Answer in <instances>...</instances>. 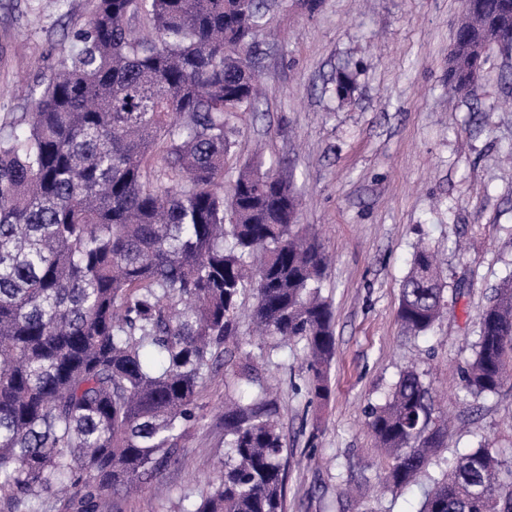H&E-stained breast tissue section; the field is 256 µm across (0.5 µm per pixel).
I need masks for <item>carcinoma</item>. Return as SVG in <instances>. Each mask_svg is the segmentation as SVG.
<instances>
[{
    "label": "carcinoma",
    "mask_w": 512,
    "mask_h": 512,
    "mask_svg": "<svg viewBox=\"0 0 512 512\" xmlns=\"http://www.w3.org/2000/svg\"><path fill=\"white\" fill-rule=\"evenodd\" d=\"M273 0H95L32 111L0 126V503L8 512H99L178 461L202 389L224 366L225 460L193 512H284L282 432L238 335L304 343L312 400L330 394L333 312L326 254L299 228L300 200L263 157L224 194L229 113L258 100L252 56ZM144 14L152 37L130 18ZM512 46V0H471L448 59L468 90L495 46ZM352 71L336 76L351 97ZM161 161L178 177L153 178ZM445 282L422 246L398 318L415 335L443 315ZM512 380V283L479 316L463 371L476 396ZM429 389L404 371L367 428L391 460L382 483L414 482L444 442ZM419 512H512V463L484 441L459 453Z\"/></svg>",
    "instance_id": "1"
}]
</instances>
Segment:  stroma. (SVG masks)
I'll use <instances>...</instances> for the list:
<instances>
[{"label": "stroma", "mask_w": 512, "mask_h": 512, "mask_svg": "<svg viewBox=\"0 0 512 512\" xmlns=\"http://www.w3.org/2000/svg\"><path fill=\"white\" fill-rule=\"evenodd\" d=\"M94 0H0V120L30 111L29 90L58 68L56 48ZM461 0H278L256 44L265 89L232 113V185L255 148L288 178L300 224L330 263L322 293L333 311L331 394L309 403L302 347L251 354L273 389L288 448L286 512H419L425 491L457 453L487 440L512 461V382L472 396L462 372L478 317L512 278V55L492 49L469 90L448 88V51ZM357 71L342 101L336 71ZM443 261L447 312L425 335L398 318L416 247ZM416 368L445 443L411 488L381 491L386 458L366 426L400 374ZM224 375L208 382L178 461L141 493L111 497L108 512H190L219 471Z\"/></svg>", "instance_id": "35a3bbf8"}]
</instances>
